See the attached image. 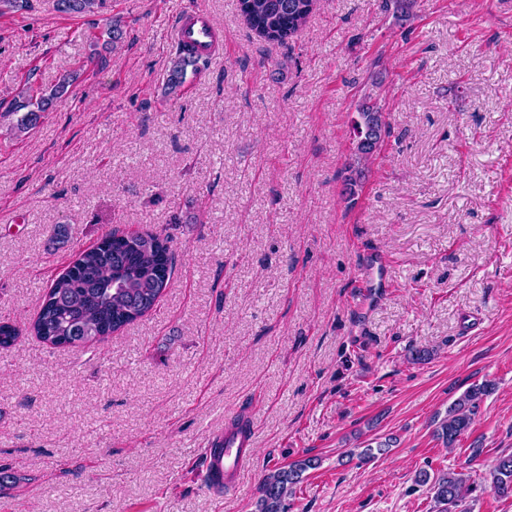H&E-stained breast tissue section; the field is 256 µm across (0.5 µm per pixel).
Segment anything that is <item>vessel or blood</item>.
Returning <instances> with one entry per match:
<instances>
[{
    "label": "vessel or blood",
    "mask_w": 512,
    "mask_h": 512,
    "mask_svg": "<svg viewBox=\"0 0 512 512\" xmlns=\"http://www.w3.org/2000/svg\"><path fill=\"white\" fill-rule=\"evenodd\" d=\"M172 37L176 42L190 44L203 57L215 52L216 31L203 16L183 11L177 18ZM387 264L383 256L370 259L363 271V283L368 288L386 285ZM255 431L244 423L211 435L210 446L204 452L202 477L212 491H222L224 486L235 484L241 471L251 460Z\"/></svg>",
    "instance_id": "obj_1"
}]
</instances>
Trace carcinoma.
Returning a JSON list of instances; mask_svg holds the SVG:
<instances>
[{
  "mask_svg": "<svg viewBox=\"0 0 512 512\" xmlns=\"http://www.w3.org/2000/svg\"><path fill=\"white\" fill-rule=\"evenodd\" d=\"M100 0H57V11L80 15L94 11ZM240 9L250 27L267 41L284 43L297 36L316 8L317 0H242ZM206 59L193 55L186 44L176 46L165 81V93L174 98L182 91L187 70L200 72ZM63 78L50 94L36 98L20 92L10 112L20 114L15 128L23 132L37 123L40 113L67 92ZM354 153L345 167L343 185L352 197L364 177L368 162L391 133L387 113L375 104L362 103L352 120ZM175 262L171 238L162 233L108 231L99 244L79 252L45 292L30 333L51 346L87 347L106 341L112 334L151 313L170 285ZM22 330L0 322V348H10ZM494 384H474L449 407L434 430L444 447H453L467 432ZM318 465L306 458L269 472L263 481L257 512H283L284 501L302 481L303 473ZM430 485L436 512H472L467 502L476 486L462 473H442L432 478L419 474ZM491 488L500 498L512 497V453L502 454L492 472Z\"/></svg>",
  "mask_w": 512,
  "mask_h": 512,
  "instance_id": "carcinoma-1",
  "label": "carcinoma"
}]
</instances>
